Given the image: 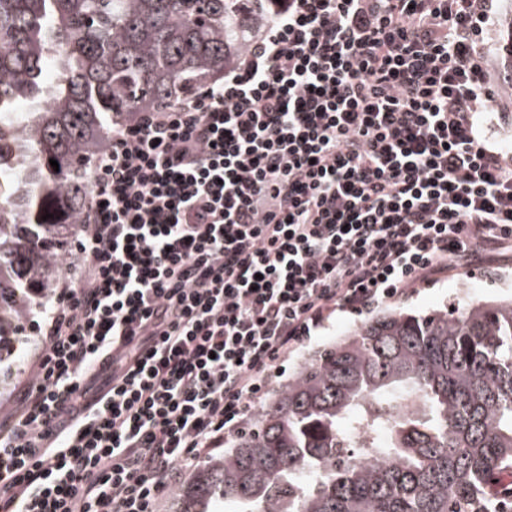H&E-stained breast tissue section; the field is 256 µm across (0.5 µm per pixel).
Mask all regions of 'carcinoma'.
<instances>
[{"instance_id":"1","label":"carcinoma","mask_w":512,"mask_h":512,"mask_svg":"<svg viewBox=\"0 0 512 512\" xmlns=\"http://www.w3.org/2000/svg\"><path fill=\"white\" fill-rule=\"evenodd\" d=\"M278 10L0 0V363L31 311L23 289L62 271L112 125L216 81ZM507 470L512 297L389 312L314 352L180 487L174 512H512Z\"/></svg>"}]
</instances>
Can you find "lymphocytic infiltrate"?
Instances as JSON below:
<instances>
[{"label": "lymphocytic infiltrate", "mask_w": 512, "mask_h": 512, "mask_svg": "<svg viewBox=\"0 0 512 512\" xmlns=\"http://www.w3.org/2000/svg\"><path fill=\"white\" fill-rule=\"evenodd\" d=\"M495 2L283 0L222 81L113 127L13 330L0 512H159L333 315L512 251ZM498 113L501 112L481 113L480 129L492 143H498L505 152H509L507 144L512 143L511 112H506L505 116Z\"/></svg>", "instance_id": "1"}]
</instances>
